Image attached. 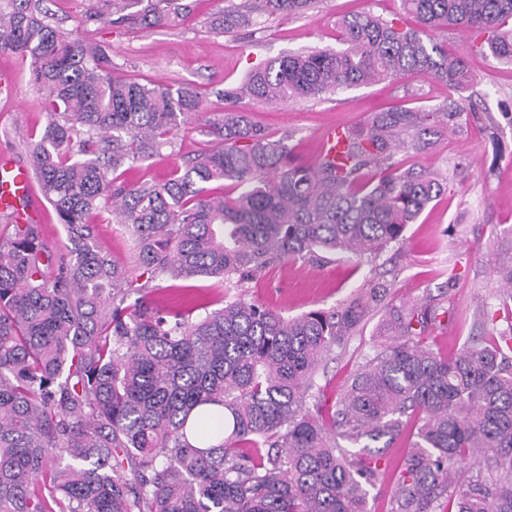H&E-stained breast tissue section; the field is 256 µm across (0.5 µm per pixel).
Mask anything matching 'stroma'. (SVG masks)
<instances>
[{
    "label": "stroma",
    "instance_id": "stroma-1",
    "mask_svg": "<svg viewBox=\"0 0 512 512\" xmlns=\"http://www.w3.org/2000/svg\"><path fill=\"white\" fill-rule=\"evenodd\" d=\"M224 6L225 0H200L179 25L130 30L92 17L91 0H42L40 7L51 14L55 26L102 46L125 75L174 89L193 87L205 106L204 112L176 129L175 154L135 164L124 174L125 182L168 179L185 159L206 148L202 128L209 112L221 108L225 87L270 59L313 47H336V21L342 15L370 11L401 19L406 26L413 23L404 15L401 0H321L317 9L303 15L224 32L214 27ZM431 37L446 42L449 53L464 55L472 84L463 104L470 113L462 130L438 133L430 152L413 157V164L425 171L442 172L447 189L408 225L400 241L369 259L324 253L316 260H284L261 279L238 288L218 278L202 277L187 284L168 279L153 293V300L170 302L187 285L211 311L242 298L291 319L340 306L372 284L385 282L403 303L444 299L448 319L431 331V348L448 355L470 337L483 335L486 315L497 309L503 290L499 271L512 265V64L474 50L467 32L435 31ZM447 96L443 83L409 77L276 107L252 102L247 109L251 120L271 137L288 136L299 158L310 164L329 128L360 125L399 106L432 108ZM44 97L32 84L27 63L0 51V153L29 162L30 144L46 123ZM92 228L110 261L132 265L133 242L121 225L97 218ZM382 319V309H374L346 346L319 369L315 382L323 406H331L358 367L374 355Z\"/></svg>",
    "mask_w": 512,
    "mask_h": 512
}]
</instances>
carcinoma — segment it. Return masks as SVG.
<instances>
[{
    "label": "carcinoma",
    "instance_id": "carcinoma-1",
    "mask_svg": "<svg viewBox=\"0 0 512 512\" xmlns=\"http://www.w3.org/2000/svg\"><path fill=\"white\" fill-rule=\"evenodd\" d=\"M0 7V50L29 63L47 125L30 150L67 229L69 257L35 224L0 226V512H367L384 452L404 431L390 512H512V269L492 328L453 357L424 344L448 314L429 298L386 305L388 336L323 417L307 405L319 367L390 295L374 284L338 308L286 319L236 299L157 308L146 281L215 277L240 285L285 259L368 257L400 240L444 180L397 154L433 146L429 122L461 126L471 78L427 32L473 33L512 64V0H401L402 28L371 12L337 20L340 49L275 58L224 89L215 145L164 182L128 185L124 168L175 147L196 91L114 74L98 46L56 29L31 0ZM198 0H96V17L146 30ZM321 0H243L226 32L301 15ZM448 86L435 110L400 107L345 127L341 160H299L241 100L316 99L407 76ZM226 182L241 192L206 194ZM107 212L135 242V267L101 250L88 217ZM505 326L497 327L496 319ZM362 445L357 452L340 441ZM483 466L460 477L455 465Z\"/></svg>",
    "mask_w": 512,
    "mask_h": 512
}]
</instances>
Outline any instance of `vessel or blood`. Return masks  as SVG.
Masks as SVG:
<instances>
[{
    "mask_svg": "<svg viewBox=\"0 0 512 512\" xmlns=\"http://www.w3.org/2000/svg\"><path fill=\"white\" fill-rule=\"evenodd\" d=\"M40 201L35 195L31 170L11 155H0V215L17 223L34 219Z\"/></svg>",
    "mask_w": 512,
    "mask_h": 512,
    "instance_id": "b4317fda",
    "label": "vessel or blood"
}]
</instances>
